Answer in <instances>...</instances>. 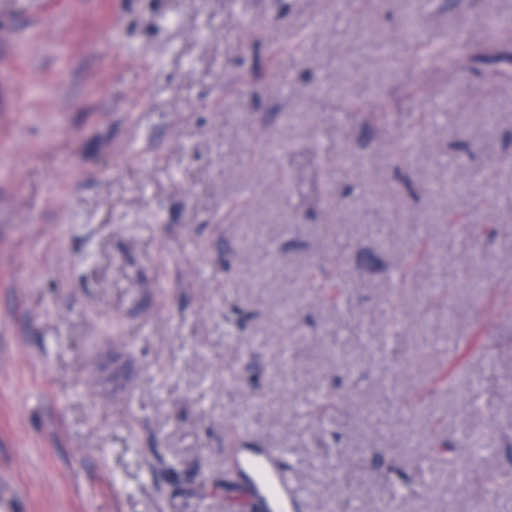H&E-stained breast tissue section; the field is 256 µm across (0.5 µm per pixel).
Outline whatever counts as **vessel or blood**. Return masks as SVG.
<instances>
[{"label":"vessel or blood","mask_w":512,"mask_h":512,"mask_svg":"<svg viewBox=\"0 0 512 512\" xmlns=\"http://www.w3.org/2000/svg\"><path fill=\"white\" fill-rule=\"evenodd\" d=\"M240 467L250 480L248 498L268 512H305L307 496L285 464V454L274 448H247Z\"/></svg>","instance_id":"obj_1"}]
</instances>
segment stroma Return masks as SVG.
<instances>
[{
    "label": "stroma",
    "instance_id": "35a3bbf8",
    "mask_svg": "<svg viewBox=\"0 0 512 512\" xmlns=\"http://www.w3.org/2000/svg\"><path fill=\"white\" fill-rule=\"evenodd\" d=\"M412 8L0 0V512H253L241 448L308 512H472L400 457L418 403L512 466V0Z\"/></svg>",
    "mask_w": 512,
    "mask_h": 512
}]
</instances>
